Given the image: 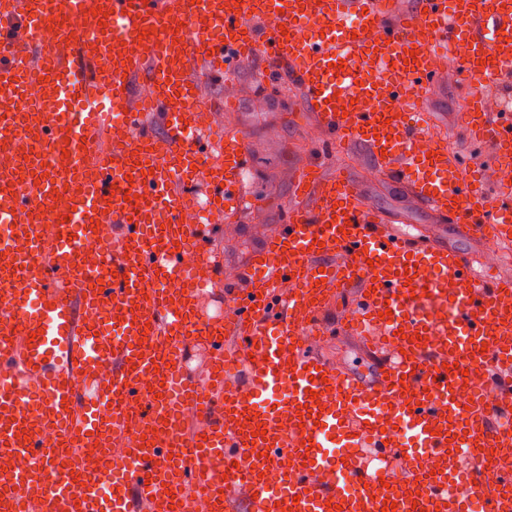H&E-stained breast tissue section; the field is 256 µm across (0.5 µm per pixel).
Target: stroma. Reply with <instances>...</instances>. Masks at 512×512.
Wrapping results in <instances>:
<instances>
[{"label": "stroma", "mask_w": 512, "mask_h": 512, "mask_svg": "<svg viewBox=\"0 0 512 512\" xmlns=\"http://www.w3.org/2000/svg\"><path fill=\"white\" fill-rule=\"evenodd\" d=\"M260 67L257 61L241 66L239 83L229 91L217 80L204 84V93L212 102L221 105L225 97L233 99L228 111L220 112L219 120L223 129L236 131L244 138L245 191L254 203L234 222L209 227V242L224 260V273L221 282L207 290L203 302L207 312L223 307L225 283L233 281L237 271L247 264L263 236L285 220L295 174L315 161L321 162L324 174L345 171L370 204L410 234L436 245L474 249L473 240L455 236L449 220L436 216L401 185L379 174L361 148L343 146L334 153H325L315 120L305 109L298 88L284 81L271 86L254 83L252 74ZM464 97L465 75L452 64L428 97L424 110L442 128L449 147L468 159L474 148L457 122ZM316 348L325 358L358 374L370 370L353 337L334 334L317 342Z\"/></svg>", "instance_id": "stroma-1"}]
</instances>
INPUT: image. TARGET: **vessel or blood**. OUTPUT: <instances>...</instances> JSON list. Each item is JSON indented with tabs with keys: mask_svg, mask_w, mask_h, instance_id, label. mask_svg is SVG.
I'll use <instances>...</instances> for the list:
<instances>
[{
	"mask_svg": "<svg viewBox=\"0 0 512 512\" xmlns=\"http://www.w3.org/2000/svg\"><path fill=\"white\" fill-rule=\"evenodd\" d=\"M453 51L483 167L420 119ZM253 58L479 251L412 237L345 172L311 165L223 310L202 314L196 269L215 281L223 264L206 222L182 215L200 192L207 213L243 208L247 153L199 76L230 85ZM510 83L512 0H0V145H28L0 167V224L27 244H0V512H172L184 486L210 512L240 497L248 512H512V466L483 458L512 450V106L497 94ZM116 113L130 139L100 151ZM104 222L93 274L81 254ZM331 308L371 378L315 353ZM119 435L137 443L132 466L112 460ZM93 440L97 469L66 476L64 449ZM384 446L403 477L365 465L361 449ZM20 457L37 464L12 467Z\"/></svg>",
	"mask_w": 512,
	"mask_h": 512,
	"instance_id": "obj_1",
	"label": "vessel or blood"
}]
</instances>
